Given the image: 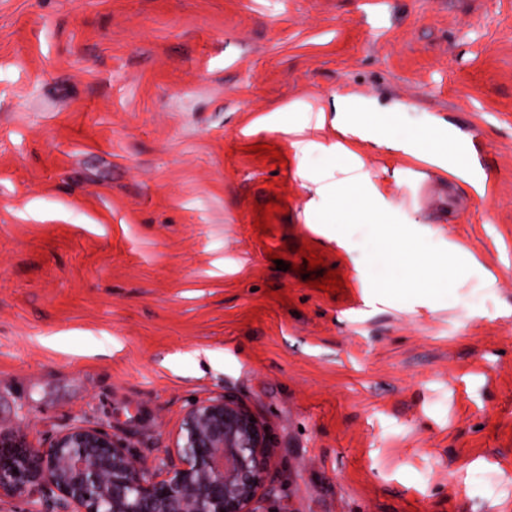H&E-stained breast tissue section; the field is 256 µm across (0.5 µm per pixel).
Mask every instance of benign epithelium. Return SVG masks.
Returning a JSON list of instances; mask_svg holds the SVG:
<instances>
[{"label":"benign epithelium","instance_id":"1","mask_svg":"<svg viewBox=\"0 0 512 512\" xmlns=\"http://www.w3.org/2000/svg\"><path fill=\"white\" fill-rule=\"evenodd\" d=\"M272 457L262 422L220 395L188 409L150 466L101 427L71 424L47 448L0 435V499L26 497L28 512H262Z\"/></svg>","mask_w":512,"mask_h":512}]
</instances>
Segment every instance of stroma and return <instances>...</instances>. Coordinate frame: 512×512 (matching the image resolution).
Instances as JSON below:
<instances>
[{"instance_id": "35a3bbf8", "label": "stroma", "mask_w": 512, "mask_h": 512, "mask_svg": "<svg viewBox=\"0 0 512 512\" xmlns=\"http://www.w3.org/2000/svg\"><path fill=\"white\" fill-rule=\"evenodd\" d=\"M340 96L479 129L496 193L318 126ZM340 144L388 223H308ZM217 395L268 429L264 512H512V0H0V433L150 463Z\"/></svg>"}]
</instances>
